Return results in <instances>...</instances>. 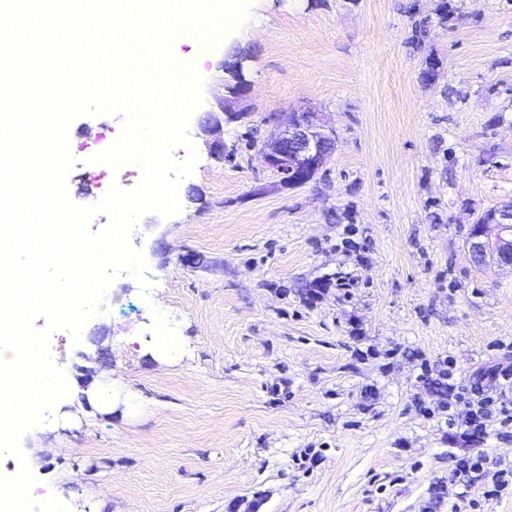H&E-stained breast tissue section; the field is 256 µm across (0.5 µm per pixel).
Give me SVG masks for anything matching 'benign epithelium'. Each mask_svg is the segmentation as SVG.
Instances as JSON below:
<instances>
[{
  "label": "benign epithelium",
  "mask_w": 512,
  "mask_h": 512,
  "mask_svg": "<svg viewBox=\"0 0 512 512\" xmlns=\"http://www.w3.org/2000/svg\"><path fill=\"white\" fill-rule=\"evenodd\" d=\"M247 90L248 84L240 79L235 89L227 91L219 104L220 112L227 119L240 116L238 112L227 111V107L231 102L244 98ZM201 131L214 137L210 143L211 154L218 159L224 158V141L219 137L220 117L208 114ZM335 147L333 130L318 124L315 113L292 112L287 124H276L260 153L268 167L280 174L282 185L292 188L307 183L317 175ZM487 224H494L498 228L493 241L484 236ZM469 251L476 261L489 257L512 266V203L485 212L483 220L474 225L470 233Z\"/></svg>",
  "instance_id": "obj_1"
}]
</instances>
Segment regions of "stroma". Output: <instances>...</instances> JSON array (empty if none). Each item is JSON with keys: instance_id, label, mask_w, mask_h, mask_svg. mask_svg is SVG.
<instances>
[{"instance_id": "obj_1", "label": "stroma", "mask_w": 512, "mask_h": 512, "mask_svg": "<svg viewBox=\"0 0 512 512\" xmlns=\"http://www.w3.org/2000/svg\"><path fill=\"white\" fill-rule=\"evenodd\" d=\"M456 17L441 23L442 5ZM438 62L424 80L427 57ZM249 84L211 155L199 123L229 62ZM197 72L202 101L174 163L180 209L141 215L128 273L79 339L49 351L72 387L21 440L36 501L69 512H448L474 384L512 404V268L469 233L512 202V0H250ZM309 111L336 149L285 188L259 151ZM126 116L68 127L78 205L138 166L95 162ZM151 295V306L142 298ZM476 447L512 464V420Z\"/></svg>"}]
</instances>
